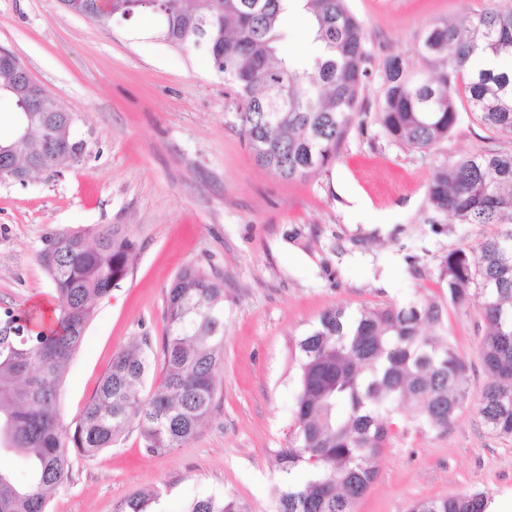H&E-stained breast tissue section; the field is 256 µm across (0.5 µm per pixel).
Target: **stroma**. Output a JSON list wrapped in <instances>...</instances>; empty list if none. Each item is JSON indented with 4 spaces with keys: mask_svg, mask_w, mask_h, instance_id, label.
Masks as SVG:
<instances>
[{
    "mask_svg": "<svg viewBox=\"0 0 512 512\" xmlns=\"http://www.w3.org/2000/svg\"><path fill=\"white\" fill-rule=\"evenodd\" d=\"M490 0H348L372 59L361 114L316 174L284 180L256 162L234 114V89L200 54L156 37L149 15L103 27L57 0H0V48L76 117L84 158L25 182L0 181V309L49 305L53 286L38 261L46 233L123 224L136 242L120 288L95 303L61 388L59 417L74 429L114 353L145 336L154 361L142 388L163 374L166 291L191 266L224 284V359L197 434L154 455L130 428L95 457L72 455L47 512H114L138 492L160 494L162 512L196 497L232 495L250 512H275L286 483L278 452L293 432L298 389L294 344L327 309L435 300L465 366L467 397L447 430L399 404L356 512H408L415 501L484 490L493 512H512V437L478 414L487 375L485 319L449 303L440 279L448 252L477 245L491 225L449 215L427 222V187L438 169L512 137L486 127L456 92L459 120L431 149H414L377 120L380 66L418 63L433 24L467 26Z\"/></svg>",
    "mask_w": 512,
    "mask_h": 512,
    "instance_id": "obj_1",
    "label": "stroma"
}]
</instances>
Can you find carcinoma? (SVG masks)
Returning <instances> with one entry per match:
<instances>
[{"label": "carcinoma", "instance_id": "cac0c4a2", "mask_svg": "<svg viewBox=\"0 0 512 512\" xmlns=\"http://www.w3.org/2000/svg\"><path fill=\"white\" fill-rule=\"evenodd\" d=\"M291 0H167L157 12L140 0H112V16L151 14L159 37L182 51L200 45L233 83L235 117L257 163L281 179L316 173L359 111L369 56L363 29L346 0H304L316 55L304 62L280 50L281 18ZM512 57V7L493 6L469 26L446 22L426 31L420 72L395 55L383 61L379 121L395 140L418 149L448 138L458 120L455 84L467 75L470 110L512 136V70L476 69L478 54ZM35 126L16 162L51 169L70 160L47 153ZM432 214L460 224H495L475 250L455 249L441 263L448 300L473 304L487 321L480 356L488 375L478 413L500 436H512V152H486L441 167L427 192ZM135 243L121 224L92 232L51 231L38 253L57 300L50 325L10 308L0 312V450L19 455V479L0 470V512H46L49 494L69 477L70 450L93 457L137 425L145 451L186 444L209 415L214 373L224 358V282L187 267L166 293L161 388L140 386L149 369L146 336L112 357L74 430L60 425L58 393L94 314V302L120 287ZM299 392L294 438L278 455L288 476L275 512H355L376 477L375 460L401 402L448 429L464 402V364L447 338L443 307L410 301L322 312L295 344ZM307 478L296 483L294 471ZM160 494L135 495L115 512H151ZM490 496L474 491L425 499L410 512H487ZM185 512H249L230 495L197 498Z\"/></svg>", "mask_w": 512, "mask_h": 512}]
</instances>
